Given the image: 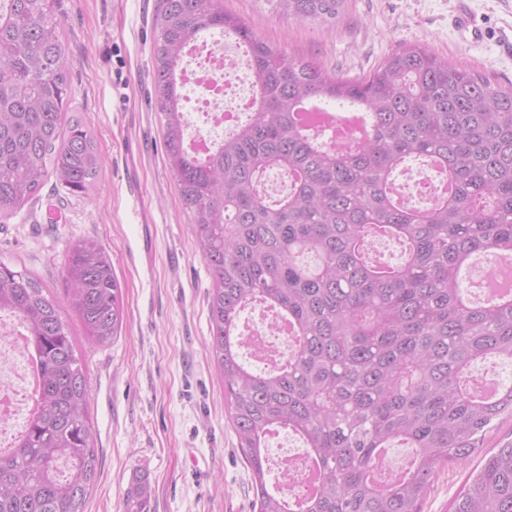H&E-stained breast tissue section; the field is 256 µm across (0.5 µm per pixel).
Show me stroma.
<instances>
[{
  "instance_id": "obj_1",
  "label": "stroma",
  "mask_w": 512,
  "mask_h": 512,
  "mask_svg": "<svg viewBox=\"0 0 512 512\" xmlns=\"http://www.w3.org/2000/svg\"><path fill=\"white\" fill-rule=\"evenodd\" d=\"M263 41L358 78L409 44L512 86V0H349L336 27L268 10L264 0H220ZM158 0H53L71 62L69 113L93 135L100 176L85 193L46 182L0 217V262L29 271L58 301L70 242L93 238L112 258L124 321L111 344H92L79 315L64 318L83 362L98 481L86 512H120L134 476L147 474L154 512H257L252 471L224 403L210 353L213 280L164 163L151 57ZM466 8L481 37L460 32ZM439 471L420 512H448L479 463Z\"/></svg>"
}]
</instances>
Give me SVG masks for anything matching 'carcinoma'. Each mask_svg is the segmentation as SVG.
Returning a JSON list of instances; mask_svg holds the SVG:
<instances>
[{
  "label": "carcinoma",
  "mask_w": 512,
  "mask_h": 512,
  "mask_svg": "<svg viewBox=\"0 0 512 512\" xmlns=\"http://www.w3.org/2000/svg\"><path fill=\"white\" fill-rule=\"evenodd\" d=\"M298 21L333 26L349 0H266ZM205 30L246 47L259 106L210 155H192L177 71ZM154 107L166 161L214 281L212 353L227 412L252 470L258 512H419L440 466L482 447L494 420L512 417V385L487 397L471 368L512 361V299L477 303L460 270L477 254L512 257V89L419 45L359 78L271 46L219 0H158ZM70 62L50 0H0V215L50 178L83 193L101 169L94 137L67 116ZM328 99L369 116L366 137L336 146L300 108ZM410 159L442 166L453 194L423 209L398 205L391 177ZM288 192L261 194L269 169ZM396 239L401 261L372 257ZM314 256L310 266L303 262ZM68 303L89 338L106 345L123 322L121 287L105 247L69 245ZM259 302L288 319L293 349L263 372L239 356L241 312ZM28 331L38 386L24 432L0 452V512H84L97 477L88 385L63 307L38 279L0 263V312ZM286 429L309 448L314 493L267 486V434ZM411 449L393 477L386 449ZM123 512H152L135 477ZM450 512H512V443L484 456Z\"/></svg>",
  "instance_id": "cac0c4a2"
}]
</instances>
